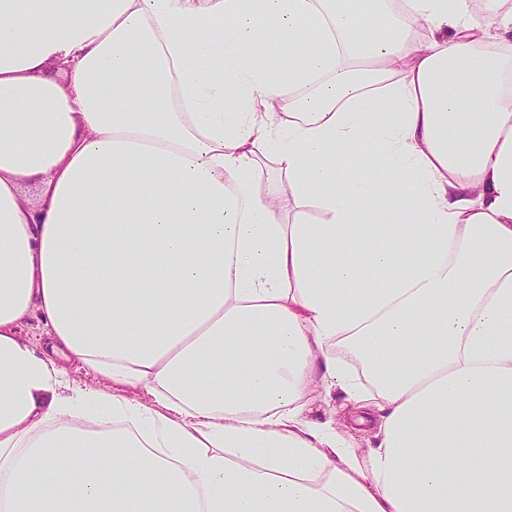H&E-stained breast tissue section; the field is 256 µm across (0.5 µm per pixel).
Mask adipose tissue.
<instances>
[{"label":"adipose tissue","instance_id":"ef3b65f1","mask_svg":"<svg viewBox=\"0 0 512 512\" xmlns=\"http://www.w3.org/2000/svg\"><path fill=\"white\" fill-rule=\"evenodd\" d=\"M372 2L0 0V512H512V7ZM314 395L315 399L310 404L306 413L309 419L320 421L328 418L336 419L337 428L345 432L347 436L352 437L360 448L366 450L374 444L372 431L369 430V427H361L368 428V430L360 431L357 429L360 426L355 425L350 416L345 418L336 414V406L341 399L338 389H331L329 392H326L321 386H318L317 392Z\"/></svg>","mask_w":512,"mask_h":512}]
</instances>
